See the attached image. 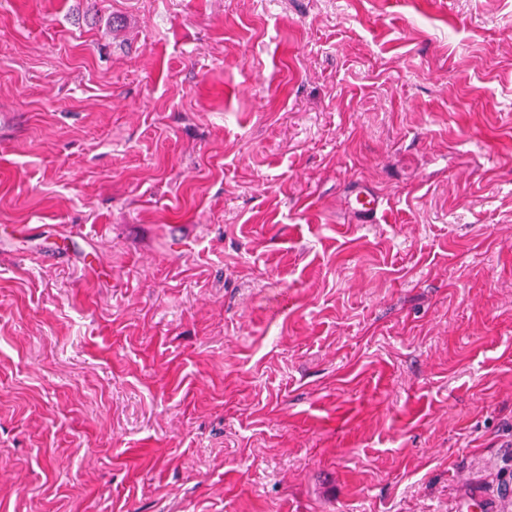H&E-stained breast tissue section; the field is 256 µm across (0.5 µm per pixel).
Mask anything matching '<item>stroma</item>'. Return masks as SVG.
I'll use <instances>...</instances> for the list:
<instances>
[{"label":"stroma","instance_id":"obj_1","mask_svg":"<svg viewBox=\"0 0 512 512\" xmlns=\"http://www.w3.org/2000/svg\"><path fill=\"white\" fill-rule=\"evenodd\" d=\"M509 483L512 0H0V512ZM386 207L387 201L382 195L362 184L350 191L346 202V208L357 224H375Z\"/></svg>","mask_w":512,"mask_h":512}]
</instances>
